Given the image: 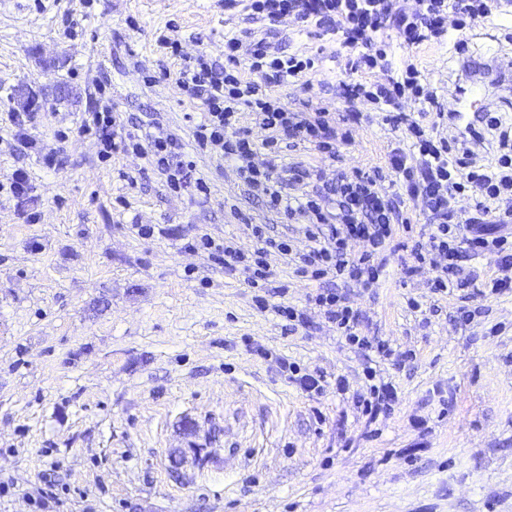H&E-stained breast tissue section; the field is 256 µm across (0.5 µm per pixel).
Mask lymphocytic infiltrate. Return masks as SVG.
I'll list each match as a JSON object with an SVG mask.
<instances>
[{"instance_id": "obj_1", "label": "lymphocytic infiltrate", "mask_w": 512, "mask_h": 512, "mask_svg": "<svg viewBox=\"0 0 512 512\" xmlns=\"http://www.w3.org/2000/svg\"><path fill=\"white\" fill-rule=\"evenodd\" d=\"M496 0H416L407 8L404 0H249L254 15L269 24L290 16L300 26L315 25L338 36L341 44L354 50L348 66L352 79L342 81L346 102L361 100L380 112L385 124L404 131L412 139L416 159L393 149L388 170L353 169L336 180H326L321 169L301 163L278 167L275 154L280 141H303L319 152L335 155L337 142H348V133L338 132L323 112H295L270 90L303 77L315 66L314 59L270 49L262 40L252 43L248 72H241L238 52L241 42L224 41V67L216 69L205 56L184 62L176 81L193 99H202L205 112L194 132L199 149L234 162L239 179L265 205L288 220L304 219L306 252L298 255L296 276L314 281L346 277L371 285L387 264V247L395 235V223L405 198H423L430 213L427 239L416 243L404 263L406 276L430 269L435 273L431 290L447 294L470 289L472 296L498 294L512 288V239L501 234L502 225L512 222V130L499 116L488 115L483 133L493 134L497 164H476L477 148L471 136L454 140L427 135L405 103L438 106L436 93L422 84L421 72L406 61L398 76L384 83L366 81L374 70H388L387 50L392 39L416 48L448 35L447 19L456 15L457 31L489 18ZM250 125H243V117ZM133 152L149 158L163 172L171 189L195 183L202 194L210 187L204 179H193L194 166L186 161L181 140L164 130L130 137ZM401 178L404 193L390 194L383 182L386 174ZM257 247L245 254L229 241H216L209 234L185 243L188 251L203 249L225 269L247 274L252 287L269 279V258L294 255L287 236L272 234L269 225L251 227ZM366 243L359 257H352V242ZM491 256L494 276L480 284L477 275L464 274L467 258ZM325 321L346 341L361 349L375 348L382 357L392 349L385 342L370 343L358 333L359 313L346 304L342 292L320 289L312 297Z\"/></svg>"}]
</instances>
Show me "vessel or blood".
<instances>
[{"instance_id":"b4317fda","label":"vessel or blood","mask_w":512,"mask_h":512,"mask_svg":"<svg viewBox=\"0 0 512 512\" xmlns=\"http://www.w3.org/2000/svg\"><path fill=\"white\" fill-rule=\"evenodd\" d=\"M462 67L461 86L456 91L455 110L449 121L457 128L472 129L493 106L496 92L512 82V64L501 65L499 54L492 53L466 57Z\"/></svg>"}]
</instances>
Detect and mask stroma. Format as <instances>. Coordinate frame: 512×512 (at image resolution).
<instances>
[{"label":"stroma","mask_w":512,"mask_h":512,"mask_svg":"<svg viewBox=\"0 0 512 512\" xmlns=\"http://www.w3.org/2000/svg\"><path fill=\"white\" fill-rule=\"evenodd\" d=\"M162 33L182 56L218 65L232 36L243 57L261 37L316 57L277 98L361 118L336 159L301 144L283 148L279 164L333 178L386 166L391 150L410 146L366 103L345 102L351 52L315 26H271L225 11L224 0H0V180L20 168L30 184L20 199L0 192V512H512V291L440 296L429 274L405 278L407 248L429 225L417 198L378 282L342 286L363 314L361 335L386 341L391 358H367L315 312L311 327L286 330L274 305L307 310L319 282L275 257L258 290L183 248L206 232L250 250L247 223L276 235L294 226L249 195L229 163L196 150L204 106L176 84L180 61L159 46ZM457 38L389 51L396 66L415 57L446 108ZM467 50L512 53V11L475 23ZM18 86L32 99L12 96ZM57 86L70 97L56 100ZM105 105L120 133L152 122L177 133L210 197L171 192L133 154L99 160L80 127ZM139 224L160 232L141 238ZM259 295L270 310L258 309ZM475 308L481 316L462 323L460 311ZM279 357L323 372L325 392L287 383ZM368 365L398 396L372 423L353 400Z\"/></svg>","instance_id":"35a3bbf8"}]
</instances>
